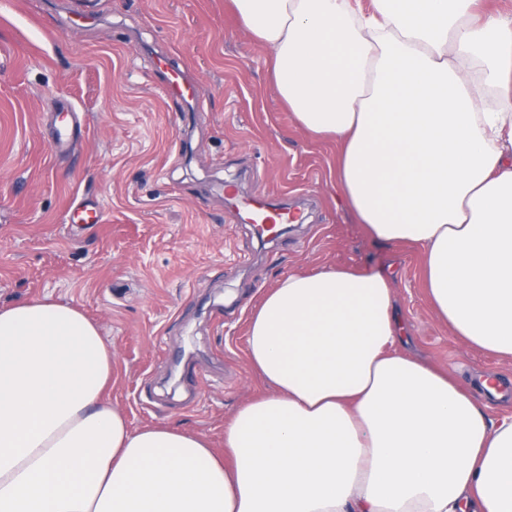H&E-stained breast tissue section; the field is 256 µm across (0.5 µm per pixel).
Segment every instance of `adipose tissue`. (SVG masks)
Listing matches in <instances>:
<instances>
[{"label":"adipose tissue","mask_w":512,"mask_h":512,"mask_svg":"<svg viewBox=\"0 0 512 512\" xmlns=\"http://www.w3.org/2000/svg\"><path fill=\"white\" fill-rule=\"evenodd\" d=\"M300 127L378 240L425 251L433 306L512 358V14L481 0H231ZM386 278L291 274L250 317L274 388L224 453L103 399L79 309L0 308V512H512V414L405 356Z\"/></svg>","instance_id":"ef3b65f1"}]
</instances>
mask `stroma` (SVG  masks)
<instances>
[{"instance_id": "35a3bbf8", "label": "stroma", "mask_w": 512, "mask_h": 512, "mask_svg": "<svg viewBox=\"0 0 512 512\" xmlns=\"http://www.w3.org/2000/svg\"><path fill=\"white\" fill-rule=\"evenodd\" d=\"M11 0L0 11V307L50 298L82 310L112 350L108 402L131 429L167 424L224 448L237 411L270 393L246 355L248 320L284 277L330 268L382 274L406 340L399 350L448 372L491 415L512 413L477 377L512 381V360L471 348L436 313L424 250L356 223L336 184L338 146L301 129L263 48L228 0ZM194 77L201 111L183 117L151 56ZM70 99L87 116L59 160L45 112ZM301 195L305 221L263 243L224 203ZM98 202L102 224H71Z\"/></svg>"}]
</instances>
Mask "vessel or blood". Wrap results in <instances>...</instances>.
Masks as SVG:
<instances>
[{
  "label": "vessel or blood",
  "mask_w": 512,
  "mask_h": 512,
  "mask_svg": "<svg viewBox=\"0 0 512 512\" xmlns=\"http://www.w3.org/2000/svg\"><path fill=\"white\" fill-rule=\"evenodd\" d=\"M156 68L168 74L167 95L180 101L194 100L198 97L197 88L184 69L175 65L172 59L163 53L153 59ZM84 127L80 111L74 104H57L53 113L52 146L56 157H64L77 150L83 141ZM227 203L235 209L241 219L250 224L259 225L265 240H273L283 224H294L299 219V210L289 204L287 198L269 195H241L233 187H225Z\"/></svg>",
  "instance_id": "1"
}]
</instances>
